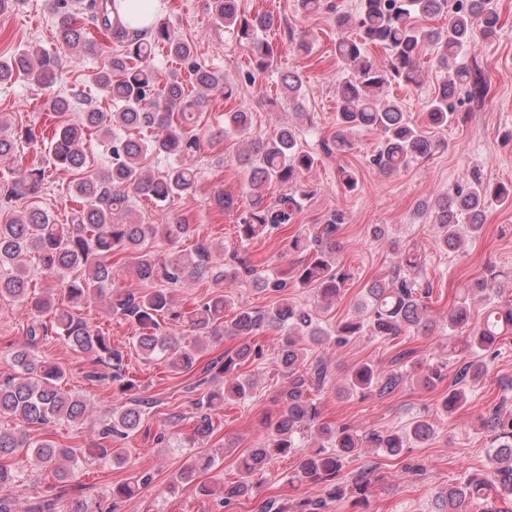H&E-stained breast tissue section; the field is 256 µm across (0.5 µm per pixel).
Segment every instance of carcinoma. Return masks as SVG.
Listing matches in <instances>:
<instances>
[{
  "label": "carcinoma",
  "instance_id": "obj_1",
  "mask_svg": "<svg viewBox=\"0 0 512 512\" xmlns=\"http://www.w3.org/2000/svg\"><path fill=\"white\" fill-rule=\"evenodd\" d=\"M58 18V39L62 47L77 50L86 46V33L71 20L73 12L87 10L92 20L119 43V50L108 55L103 66L92 74L99 92L112 100V111L82 112L76 118L72 97L57 94L45 106L53 113L55 125L45 146L47 155L25 163L19 162L18 144H31L37 136L30 128L12 129L0 117V162L12 163L13 177L0 186V193L10 198H36L45 185L50 168L75 172L67 193L81 200L72 210L70 222L56 224L39 209L16 210L0 221V299H8L28 311L25 335L27 342L9 352L10 371L0 373V416L12 420V426L0 427V489L13 488L27 480L25 471L15 466L16 454L23 450L34 456L44 468V479L63 480L87 459L105 465H121L127 460L126 448L112 443L132 437L140 428L148 401L132 394L112 409L100 428L90 436L88 447H64L43 437L31 440L28 428L34 424L66 422L81 429L87 405L84 399L64 389L66 372L53 361L40 358L36 345L55 334L75 351L86 355V376L97 381H120L122 393L138 388L136 380L122 374L123 351L112 346V336L96 329L80 316V307L91 301H106L108 312L133 320L140 333L133 347L145 361L161 360L169 371L178 375L194 370L206 343H218L224 335L239 339L236 350L226 353L210 365L216 370L215 382L199 402L200 416L193 431L183 435V448L204 442L213 432L206 410L224 403H236L253 390L252 379L238 373V366L262 357L260 347L251 338L265 328L280 331V344L273 360L287 379L280 390L282 410L266 422V438L240 460L241 480L219 489L206 484L197 486L199 493L218 495L220 504L229 506L238 498L251 496L257 489L253 476L274 457L287 455L297 448L298 435L313 437V445L300 458L296 479L322 485L320 495L298 501L293 512H324L331 500L352 498V504L368 500L371 479L362 474L345 486L339 474L345 461L365 448H375L390 456L403 453L407 443L424 441L433 433L426 418L414 421L409 431H380L332 427L320 419L316 402L308 398L312 390L324 388L328 370L325 363L309 361L310 345L336 346L354 336L368 332L372 336L395 339L406 330L426 326L430 287L422 286L423 260L418 250L400 242H390L398 265L389 279L366 285L368 296L364 314L341 321L332 331L317 326L311 310L284 297L267 310H253L237 305L228 285L243 278L257 286L281 293L288 278L300 286L314 289L316 298L330 307L346 291L347 275L336 269V234L345 223V214L336 211L321 224L291 235L288 251L305 256L304 263L278 277H258L247 258L233 251L224 267L212 264L213 247L205 241L189 251L160 255L149 243L160 234L190 235V224L182 218L173 223L144 222L133 203L147 198L157 204L175 196L196 193L198 173L186 163L188 155L200 149L202 117L209 97L221 93L224 101L232 99L235 88L224 77L197 61L195 47L189 40L176 37L169 27L157 22L148 28L126 29L112 19L114 0H47ZM212 20L231 31L254 59L247 80L269 67L277 47L263 37L278 24L269 12L246 14L239 0H210ZM296 12L314 15L334 5L328 0H295ZM445 15L448 23L431 28L424 21ZM500 15L496 0H359L354 13L336 12V27L352 29L355 35L336 41L338 66L348 77L338 85L336 134L326 151L343 153L350 148L349 133L356 129L375 130L382 145L371 163L385 175L407 170L415 161L442 147L439 140L427 136L418 125L409 122L398 101L389 97L392 85L417 86L423 80L419 57L427 47L433 48L437 64L447 78L425 106L428 125L443 129L460 120L454 105L456 92L463 89L470 98H483L488 82L481 73L458 62L464 50L473 45L477 34H496ZM379 46L386 53L384 63H376L368 46ZM167 50L178 68L162 72L154 64L155 54ZM187 69L196 94L186 91L179 79V69ZM61 57L44 49L26 46L13 54L0 56V85L24 76L43 86H51L61 76ZM281 85L288 105L299 111L304 97L301 77L294 73L282 76ZM249 113L229 110L224 113V135L241 139L242 149L235 161L247 172L246 192L250 196L248 211L237 224L238 243L242 247L293 223L300 208V198L310 194L302 176L318 163V155L298 143L299 129L282 124L270 135L251 131ZM153 131L149 138H132L127 131ZM95 133L110 154V163L85 174L88 155L85 132ZM163 158L167 170L155 175L147 164L148 157ZM273 184L291 187L271 202L266 190ZM494 205L512 207V185L491 186L476 175L472 180L440 197L432 206L430 219L437 244L457 251L463 243L461 228L470 237L481 234L486 212ZM468 217V224L460 218ZM34 254L36 268L45 280L43 291L36 292L33 276L25 263ZM114 253L126 254V264L108 262ZM128 272L143 281L176 283L184 277L209 279L216 291L203 301L182 311H173V295L167 288H154L138 294L118 286ZM498 274L491 270L470 286L485 296L497 295ZM63 293L64 303L55 302L56 292ZM180 317L198 331L193 345H184L173 336L158 332V319L168 312ZM448 326H470L467 301L458 302L448 315ZM472 327V326H470ZM512 335V300L488 303L483 320L472 327L463 348L467 359L458 363L448 394L442 399L443 411L452 413L467 400V391L488 372L485 355L496 353L499 342ZM408 379L401 369L384 370L363 362L348 375L344 389L393 393ZM483 426L497 441L488 474L470 473L457 485H448L435 497L437 512H468L469 507L496 495V504L485 512H512V412L494 408ZM212 466V459L201 457L181 470L175 482L191 483L201 470ZM152 475L144 471L129 482L112 486V499L131 496L149 484Z\"/></svg>",
  "mask_w": 512,
  "mask_h": 512
}]
</instances>
